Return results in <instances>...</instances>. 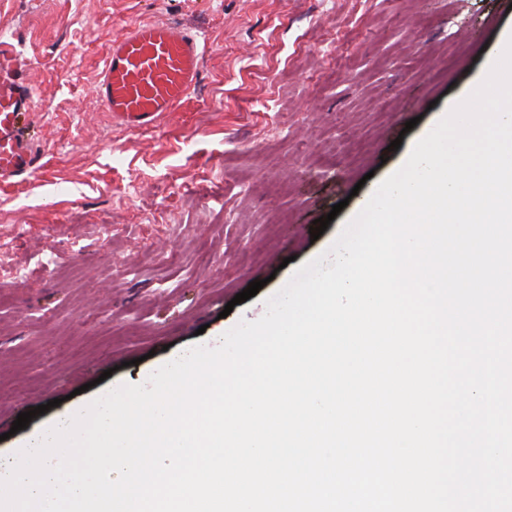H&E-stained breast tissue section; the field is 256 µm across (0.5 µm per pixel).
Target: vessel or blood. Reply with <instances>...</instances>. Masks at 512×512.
Wrapping results in <instances>:
<instances>
[{"label": "vessel or blood", "instance_id": "b4317fda", "mask_svg": "<svg viewBox=\"0 0 512 512\" xmlns=\"http://www.w3.org/2000/svg\"><path fill=\"white\" fill-rule=\"evenodd\" d=\"M203 47L197 35L143 21L113 40L95 90L113 120L131 129L153 126L196 85ZM33 92L22 59L0 49V182L37 169L31 146Z\"/></svg>", "mask_w": 512, "mask_h": 512}]
</instances>
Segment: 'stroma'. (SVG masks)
<instances>
[{"mask_svg":"<svg viewBox=\"0 0 512 512\" xmlns=\"http://www.w3.org/2000/svg\"><path fill=\"white\" fill-rule=\"evenodd\" d=\"M143 20L206 50L186 100L131 130L94 86ZM509 32L503 0H0L41 162L0 183V466L109 388L261 318L355 218V185L399 170Z\"/></svg>","mask_w":512,"mask_h":512,"instance_id":"35a3bbf8","label":"stroma"}]
</instances>
